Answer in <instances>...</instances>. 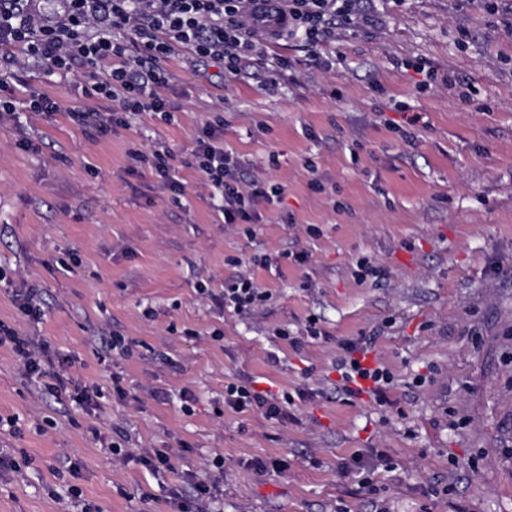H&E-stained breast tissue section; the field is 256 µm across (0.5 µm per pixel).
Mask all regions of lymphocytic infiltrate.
<instances>
[{"label": "lymphocytic infiltrate", "mask_w": 512, "mask_h": 512, "mask_svg": "<svg viewBox=\"0 0 512 512\" xmlns=\"http://www.w3.org/2000/svg\"><path fill=\"white\" fill-rule=\"evenodd\" d=\"M368 22L356 0H59L49 16L41 0H0V121L15 114L17 69L24 59L61 77L118 59V67L93 87L112 102V110L72 112L80 125L107 133L127 124L130 116L166 112L167 101L158 89L167 82L164 63L175 49H186L195 60L223 63L228 77L237 75L246 59L262 60L274 74L287 62L268 55L267 47L285 35L304 42L313 61L329 67L333 61L327 50L340 32ZM191 158L192 167L220 195L225 223H259L258 201L279 198L284 191L278 183H258L243 191L246 161L225 150L220 126H208L196 138ZM232 263L239 272L214 297L215 303L241 312L268 301L269 292L243 270L242 259ZM360 352L351 344L337 358V393L355 396L365 390L378 405H388L391 372L366 364ZM292 402V396L262 394L247 382L224 387L225 406L238 412L258 407L267 417L278 418Z\"/></svg>", "instance_id": "1"}]
</instances>
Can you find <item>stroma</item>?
I'll return each instance as SVG.
<instances>
[{
    "label": "stroma",
    "instance_id": "stroma-1",
    "mask_svg": "<svg viewBox=\"0 0 512 512\" xmlns=\"http://www.w3.org/2000/svg\"><path fill=\"white\" fill-rule=\"evenodd\" d=\"M362 6L378 24L337 41L333 67L271 44L288 59L272 84L256 62L228 79L176 50L160 90L169 118L104 136L69 112L111 109L91 90L109 63L65 79L26 65L0 123V322L43 350L46 372L69 358L97 405L46 394L0 346V455L15 463L0 471V512H63L74 486L106 512H178L188 472L223 482L221 512H512V0L494 15L480 0ZM408 59L467 81L471 102L441 85L418 93ZM33 92L58 111H31ZM217 121L250 162L245 182L285 188L251 235L225 224L189 165ZM159 145L182 197L130 164ZM231 257L267 303L238 314L199 295V276L217 293L236 275ZM363 257L382 279L355 277ZM31 289L37 322L16 302ZM311 317L325 337L307 336ZM114 333L127 354L104 348ZM350 341L392 372L389 406L337 395ZM236 380L309 397L283 420L237 413L224 406ZM159 452L173 469L140 464ZM270 458L282 472L254 468Z\"/></svg>",
    "mask_w": 512,
    "mask_h": 512
}]
</instances>
